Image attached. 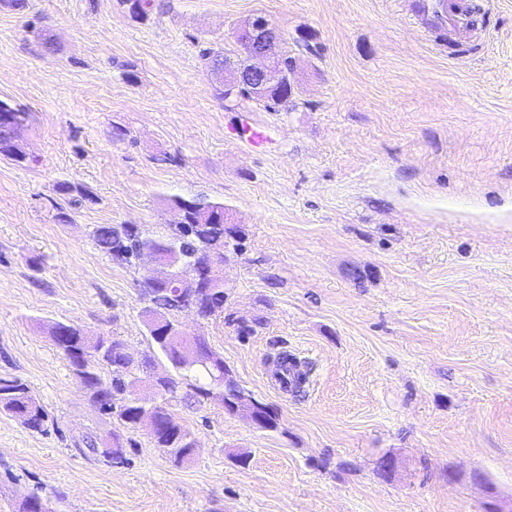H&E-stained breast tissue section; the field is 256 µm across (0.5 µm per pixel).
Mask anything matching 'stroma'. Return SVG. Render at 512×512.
Wrapping results in <instances>:
<instances>
[{
	"label": "stroma",
	"mask_w": 512,
	"mask_h": 512,
	"mask_svg": "<svg viewBox=\"0 0 512 512\" xmlns=\"http://www.w3.org/2000/svg\"><path fill=\"white\" fill-rule=\"evenodd\" d=\"M412 2L155 0L144 21L122 0L0 8V99L28 113L34 157L0 155V376L54 423L0 412V512L56 491L60 512L512 501V0H471L477 23L445 37L411 20ZM257 16L295 60L281 112L228 107L201 59L237 54ZM245 123L269 151L237 136ZM170 194L224 202L244 235L223 311L182 325L278 414L268 430L212 399L173 404L197 444L179 465L147 426L99 411L50 335L72 324L167 371L137 298L146 268L112 263L91 230L158 226ZM283 353L300 391L274 385ZM113 432L127 463L83 453Z\"/></svg>",
	"instance_id": "stroma-1"
}]
</instances>
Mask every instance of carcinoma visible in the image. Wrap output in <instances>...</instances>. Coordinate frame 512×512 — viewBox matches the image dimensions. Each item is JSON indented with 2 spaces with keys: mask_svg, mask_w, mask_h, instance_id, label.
<instances>
[{
  "mask_svg": "<svg viewBox=\"0 0 512 512\" xmlns=\"http://www.w3.org/2000/svg\"><path fill=\"white\" fill-rule=\"evenodd\" d=\"M240 96L266 110L278 112L288 108L292 88L284 81L266 96L256 97L246 91ZM16 135L11 114L0 112V153L23 163L27 155ZM166 205L181 210L184 226L140 231L134 224H97L92 237L98 248L118 265L130 266L137 250L143 248L163 256L170 264L188 270L204 272L210 259H224L229 252L232 229L226 227L227 211L224 203L202 197L186 198L175 195L165 199ZM193 308L199 317L208 319L224 310V289H215L203 283L193 294H184L171 287L156 293L151 305L144 308L148 335L156 352L169 365L168 374L153 381L160 397L152 401L131 400L129 394L140 375L148 373L152 359H130L123 353L124 345L118 339L99 336L95 339L83 335L74 325L58 324L51 332L55 345L63 351L76 377L89 393L99 410L125 425H136L144 413L161 424L153 435L158 448L167 449L173 462L186 460L192 450L194 437L188 429L178 424L169 411L173 401L194 397L198 400L213 398L221 401L232 412L234 405L246 396L239 385L224 375V360L205 340H199L200 362L194 367L185 365L182 356L158 332L177 322L180 313ZM98 358L97 365L104 366L109 377L98 370L87 372L83 360L89 354ZM0 410L18 419L31 430L45 431L48 415L43 405L33 396L29 386L17 377L0 376Z\"/></svg>",
  "mask_w": 512,
  "mask_h": 512,
  "instance_id": "obj_1",
  "label": "carcinoma"
}]
</instances>
